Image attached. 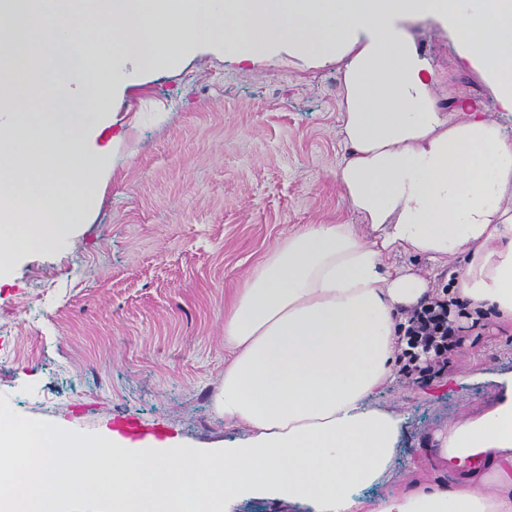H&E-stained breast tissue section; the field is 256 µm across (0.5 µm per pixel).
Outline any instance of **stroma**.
Listing matches in <instances>:
<instances>
[{"label": "stroma", "mask_w": 512, "mask_h": 512, "mask_svg": "<svg viewBox=\"0 0 512 512\" xmlns=\"http://www.w3.org/2000/svg\"><path fill=\"white\" fill-rule=\"evenodd\" d=\"M443 71L440 101L481 98L447 39L417 32ZM341 77L282 53L238 65L231 48L199 46L131 74L100 144L112 159L101 201L68 241L31 248L0 285V414L93 435L129 423L192 448L243 438L214 409L224 385V304L288 232L348 223L336 185ZM446 370L400 377L375 403L406 429L396 475L442 479L424 446L484 412L490 372L512 367V325L486 321Z\"/></svg>", "instance_id": "1"}]
</instances>
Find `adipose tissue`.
<instances>
[{
  "label": "adipose tissue",
  "mask_w": 512,
  "mask_h": 512,
  "mask_svg": "<svg viewBox=\"0 0 512 512\" xmlns=\"http://www.w3.org/2000/svg\"><path fill=\"white\" fill-rule=\"evenodd\" d=\"M429 27L512 115V0H41L24 28L36 85L0 76V267L84 223L105 176L89 130L112 110L125 65L143 73L201 44L255 63L288 51L341 74L336 183L354 220L305 224L253 269L224 309L232 445L196 451L119 433L0 425V447L36 466L0 487V512H192L255 495L303 512H512V370L482 414L450 424L435 463L455 475L395 481L404 419L374 396L397 378L403 313L450 271L470 311L512 323V133L477 100L445 107L442 73L418 47Z\"/></svg>",
  "instance_id": "ef3b65f1"
}]
</instances>
